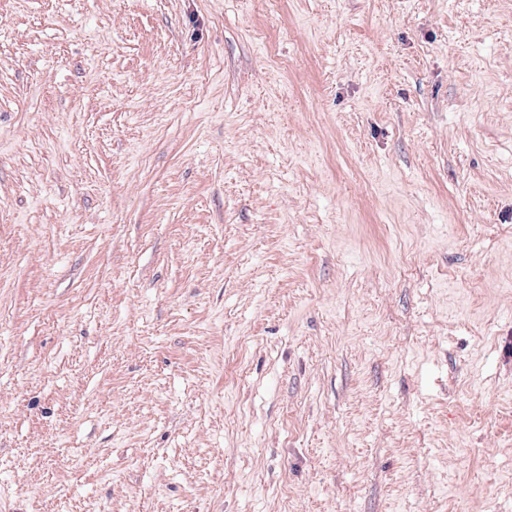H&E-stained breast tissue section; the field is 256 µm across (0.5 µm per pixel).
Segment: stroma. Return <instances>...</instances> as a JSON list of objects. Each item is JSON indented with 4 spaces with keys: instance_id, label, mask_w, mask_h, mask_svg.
Here are the masks:
<instances>
[{
    "instance_id": "1",
    "label": "stroma",
    "mask_w": 512,
    "mask_h": 512,
    "mask_svg": "<svg viewBox=\"0 0 512 512\" xmlns=\"http://www.w3.org/2000/svg\"><path fill=\"white\" fill-rule=\"evenodd\" d=\"M0 512H512V0H0Z\"/></svg>"
}]
</instances>
